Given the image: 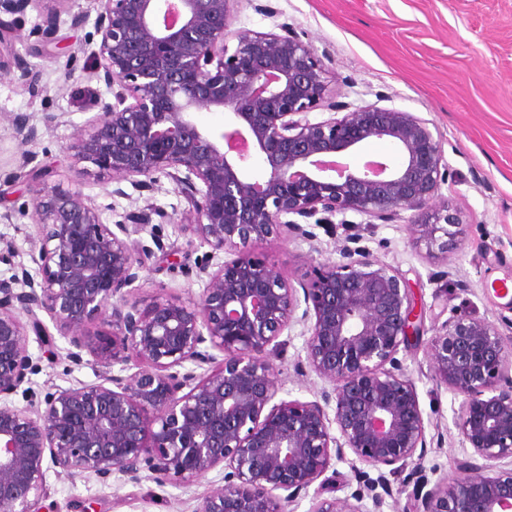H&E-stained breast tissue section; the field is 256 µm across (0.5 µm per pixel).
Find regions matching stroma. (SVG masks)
Returning a JSON list of instances; mask_svg holds the SVG:
<instances>
[{
  "instance_id": "35a3bbf8",
  "label": "stroma",
  "mask_w": 512,
  "mask_h": 512,
  "mask_svg": "<svg viewBox=\"0 0 512 512\" xmlns=\"http://www.w3.org/2000/svg\"><path fill=\"white\" fill-rule=\"evenodd\" d=\"M54 8L61 46L77 54L71 66L38 51L28 36L43 23L44 4L13 22L12 50L35 80L15 74L0 79V238L13 241L17 261L32 265L39 229L29 213L30 167L23 163L31 153L48 186L81 189L103 207L107 223L148 204L169 215L164 242L175 261L148 260L133 298L146 305L159 295L199 294L204 283L195 269L211 249L185 231L188 204L174 183L163 177L154 191L132 188L119 197L111 193V176L96 167L77 174L69 147L107 90L89 76L96 16L89 0H56ZM232 11L231 30L267 32L285 24L312 45L329 68L337 101L416 113L431 120L444 146L450 177L436 204L459 222L457 242L446 253L429 255L409 234L406 219L386 224L349 212L333 228L313 226L312 237L256 243L252 255L295 285L309 280L314 263L338 259L340 248L352 242L398 272L422 312V331L405 355L406 373L416 383L428 436L442 438L423 459L422 472L433 482L452 480L466 455L455 427L463 398L435 383L431 339L455 311L494 323L512 318V0H234ZM80 12L84 22L73 24ZM19 118L36 128L34 141H23ZM303 346L302 336L290 337L277 375L283 398L310 401L322 386L316 376L295 371ZM66 348L58 336L49 345L28 336L26 349L39 372L27 391L15 395L17 406L55 385L98 382L99 367L69 368ZM214 481L209 475L184 487L116 477L102 485L51 472L47 503L52 512H82L87 505L95 512H194Z\"/></svg>"
}]
</instances>
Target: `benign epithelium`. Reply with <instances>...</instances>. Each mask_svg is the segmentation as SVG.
Segmentation results:
<instances>
[{
	"mask_svg": "<svg viewBox=\"0 0 512 512\" xmlns=\"http://www.w3.org/2000/svg\"><path fill=\"white\" fill-rule=\"evenodd\" d=\"M233 2L92 0L91 77L112 100L97 101L71 146L75 163L110 173L120 197L124 182L142 191L169 178L188 203L185 229L224 260L198 266V295L142 308L132 288L146 260L166 254L154 222L164 212L148 205L108 224L81 190L49 189L44 171L30 170L38 269L18 264L0 278V512H43L50 468L102 485L147 472L188 486L216 473L195 512H291L316 482L310 512H370L364 500L381 507L394 480L413 512H512V354L496 325L456 314L431 340L433 380L464 397L456 427L471 453L452 484L430 488L419 394L399 358L421 314L398 273L345 247L297 288L250 254L284 232L310 236L290 215L331 224L348 212L389 222L408 211L429 254L448 251L458 222L435 206L448 165L430 120L336 101L327 65L286 25L238 30L229 48ZM58 30L50 12L29 36L47 49ZM7 33L0 19V77L32 79ZM321 108L332 115L311 121ZM198 110H229L230 121L215 134L195 122ZM374 140L399 160L351 165ZM145 232L150 246L132 239ZM40 311L67 340L66 361L81 366L87 352L105 372L19 407L13 396L38 371L26 337L50 335ZM98 321L112 336L93 329ZM297 326L298 371L327 384L312 401L278 397L275 360ZM334 461L361 485L321 499Z\"/></svg>",
	"mask_w": 512,
	"mask_h": 512,
	"instance_id": "obj_1",
	"label": "benign epithelium"
}]
</instances>
